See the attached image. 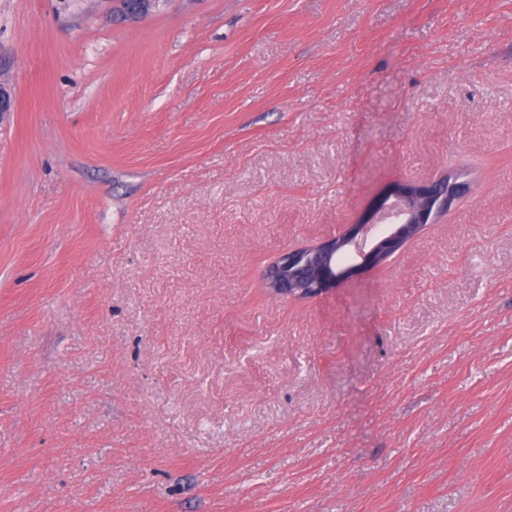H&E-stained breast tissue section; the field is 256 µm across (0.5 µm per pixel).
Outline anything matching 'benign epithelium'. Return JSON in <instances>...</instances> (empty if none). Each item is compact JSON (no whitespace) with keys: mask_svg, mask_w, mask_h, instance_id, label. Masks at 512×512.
<instances>
[{"mask_svg":"<svg viewBox=\"0 0 512 512\" xmlns=\"http://www.w3.org/2000/svg\"><path fill=\"white\" fill-rule=\"evenodd\" d=\"M123 22L139 21L167 0H114ZM448 193L433 192L436 181H398L384 191L355 224L313 246L282 252L266 272L277 294L308 298L326 294L341 283L381 264L423 226L447 213L467 191L458 177L446 175Z\"/></svg>","mask_w":512,"mask_h":512,"instance_id":"benign-epithelium-1","label":"benign epithelium"}]
</instances>
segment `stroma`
Segmentation results:
<instances>
[{
  "label": "stroma",
  "mask_w": 512,
  "mask_h": 512,
  "mask_svg": "<svg viewBox=\"0 0 512 512\" xmlns=\"http://www.w3.org/2000/svg\"><path fill=\"white\" fill-rule=\"evenodd\" d=\"M0 0V512H512V0ZM469 191L310 299L391 183ZM116 16L123 22L139 21L159 9L166 0H114Z\"/></svg>",
  "instance_id": "1"
}]
</instances>
